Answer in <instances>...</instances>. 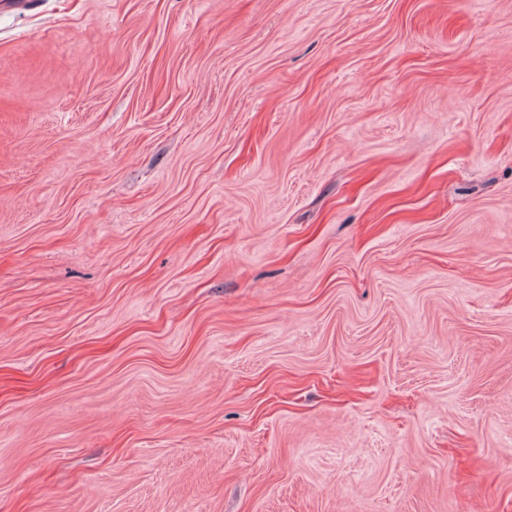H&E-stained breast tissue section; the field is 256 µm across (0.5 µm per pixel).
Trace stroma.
I'll return each mask as SVG.
<instances>
[{"label": "stroma", "mask_w": 512, "mask_h": 512, "mask_svg": "<svg viewBox=\"0 0 512 512\" xmlns=\"http://www.w3.org/2000/svg\"><path fill=\"white\" fill-rule=\"evenodd\" d=\"M0 512H512V0L0 9Z\"/></svg>", "instance_id": "35a3bbf8"}]
</instances>
